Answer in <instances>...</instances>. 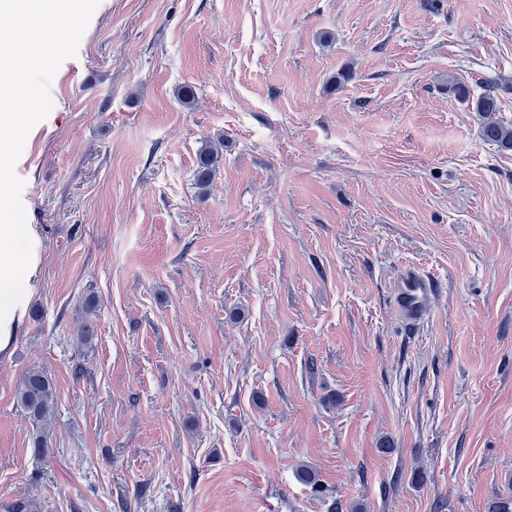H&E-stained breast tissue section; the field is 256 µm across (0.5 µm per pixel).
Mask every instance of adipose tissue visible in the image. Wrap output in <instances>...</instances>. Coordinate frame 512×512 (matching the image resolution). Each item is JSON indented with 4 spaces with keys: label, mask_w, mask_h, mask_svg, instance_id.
Instances as JSON below:
<instances>
[{
    "label": "adipose tissue",
    "mask_w": 512,
    "mask_h": 512,
    "mask_svg": "<svg viewBox=\"0 0 512 512\" xmlns=\"http://www.w3.org/2000/svg\"><path fill=\"white\" fill-rule=\"evenodd\" d=\"M36 236L28 224H0V355H7L33 291L38 266Z\"/></svg>",
    "instance_id": "adipose-tissue-1"
}]
</instances>
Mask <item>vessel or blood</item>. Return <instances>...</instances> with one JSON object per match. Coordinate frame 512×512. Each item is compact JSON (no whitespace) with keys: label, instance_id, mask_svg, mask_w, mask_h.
Listing matches in <instances>:
<instances>
[{"label":"vessel or blood","instance_id":"vessel-or-blood-1","mask_svg":"<svg viewBox=\"0 0 512 512\" xmlns=\"http://www.w3.org/2000/svg\"><path fill=\"white\" fill-rule=\"evenodd\" d=\"M438 293L434 275L415 265H403L396 272V286L391 291L392 311L407 329H420L428 322Z\"/></svg>","mask_w":512,"mask_h":512}]
</instances>
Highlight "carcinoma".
I'll return each mask as SVG.
<instances>
[{"label":"carcinoma","instance_id":"1","mask_svg":"<svg viewBox=\"0 0 512 512\" xmlns=\"http://www.w3.org/2000/svg\"><path fill=\"white\" fill-rule=\"evenodd\" d=\"M498 90L496 82L487 80L483 92L472 101L465 84L455 78L448 80V91L462 102H471L472 109L483 118L482 138L501 152L512 151V122L497 117L501 104ZM220 162L221 155L215 143L208 141L198 149L194 181L201 191H207L212 185L220 170ZM15 400L33 427L32 452L38 457L49 455L58 412L57 393L51 377L40 367L25 370L16 383Z\"/></svg>","mask_w":512,"mask_h":512}]
</instances>
